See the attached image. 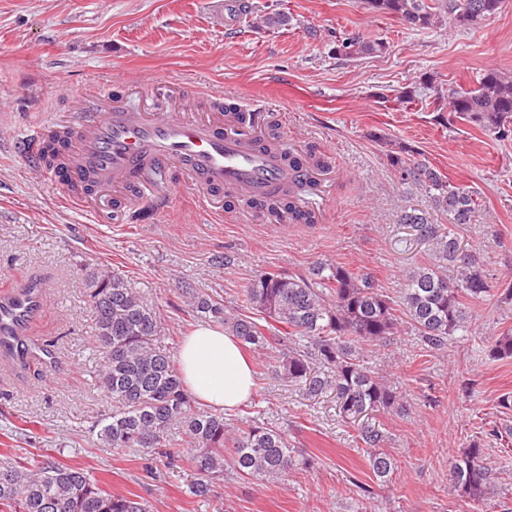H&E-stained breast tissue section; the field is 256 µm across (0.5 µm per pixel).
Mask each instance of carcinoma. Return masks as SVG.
Returning a JSON list of instances; mask_svg holds the SVG:
<instances>
[{
  "label": "carcinoma",
  "mask_w": 512,
  "mask_h": 512,
  "mask_svg": "<svg viewBox=\"0 0 512 512\" xmlns=\"http://www.w3.org/2000/svg\"><path fill=\"white\" fill-rule=\"evenodd\" d=\"M502 0H447L433 7L426 0H364L367 9L394 16L412 28L439 27L449 13L462 26L478 25L493 17ZM385 45L358 37L341 43L340 55L356 59L381 52ZM437 100L448 101V111L498 137L512 131V77L487 70L474 88L436 90ZM406 146L390 154L405 184L421 186L454 224H472L480 216L475 193L444 180L427 163L413 161ZM304 189L301 181L272 199L270 213L288 216L293 224H312L314 217L296 207ZM402 223L435 245L438 263L415 267L405 274L400 304L378 288L372 274L339 263H319L311 276L265 271L243 289L245 302L261 314L263 323L224 312L221 303L194 297L192 311L215 318L243 347L269 354L275 372L309 395L331 387L339 410L355 423L371 412L397 403L396 393L371 370L357 350L359 344L379 342L398 332L406 321L427 347L441 349L448 338L470 329L465 301H487L495 296L512 300V285L499 294L489 285L476 256L460 251L454 237L438 233L420 214L404 212ZM457 267V279L448 278V264ZM88 305L101 356L100 387L122 405L99 425L100 443L108 448H139L145 455L171 458L178 452L192 464L197 478L189 494L202 502L212 497L214 484L230 473L258 482L284 480L299 460L287 435L258 424L233 427L224 415L195 406L184 389L171 356L155 344L158 316L152 304L129 288L123 278L93 272L88 280ZM314 353H309V350ZM495 358L512 357V335L490 345ZM331 370L317 374L315 364ZM181 428L187 447L172 451L171 430ZM361 441L372 447L369 465L383 483L393 471L392 460L374 450L379 432L362 427ZM232 445L230 456L224 448ZM0 512H150L143 498L114 494L77 464L35 459L22 463L0 459ZM450 480L463 497L476 499L492 487L491 469L482 449H465L453 459Z\"/></svg>",
  "instance_id": "1"
}]
</instances>
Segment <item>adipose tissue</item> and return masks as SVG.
Segmentation results:
<instances>
[{
	"mask_svg": "<svg viewBox=\"0 0 512 512\" xmlns=\"http://www.w3.org/2000/svg\"><path fill=\"white\" fill-rule=\"evenodd\" d=\"M178 364L184 387L208 407L228 411L253 393V365L223 328L198 325L184 338Z\"/></svg>",
	"mask_w": 512,
	"mask_h": 512,
	"instance_id": "ef3b65f1",
	"label": "adipose tissue"
}]
</instances>
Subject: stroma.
<instances>
[{
	"mask_svg": "<svg viewBox=\"0 0 512 512\" xmlns=\"http://www.w3.org/2000/svg\"><path fill=\"white\" fill-rule=\"evenodd\" d=\"M250 3L228 29L223 0H0V295L41 284L47 310L30 320L26 339L49 351L21 367L0 359V457L82 465L154 512H512V436L490 434L496 424L512 427V408L500 405L512 395V358L488 355L498 336L512 333L510 300L469 304L468 335L441 350L405 328L361 347L399 401L368 419L395 464L387 483L376 480L335 392L307 396L272 374L258 351L254 393L231 419L286 431L307 461L288 479L262 484L228 474L203 503L186 492L196 477L190 465L151 464L138 449L100 444L112 402L99 387L89 272L121 276L151 301L156 344L173 354L200 322L191 295L235 314L244 285L265 271L306 275L317 262H337L371 272L386 295L399 297L405 271L435 261L431 243L401 223L406 211L454 235L490 285L512 281V139L451 118L427 89L473 88L490 68L512 74V0L480 25L450 18L429 29L371 13L360 0ZM277 12L290 16L288 26L260 25V16ZM350 35L386 48L344 60L336 43ZM145 78L168 86L143 91ZM103 83L114 99L143 106L178 94L206 112L207 93L219 86L231 92L229 106L266 102L283 137L329 163L317 223L279 224L261 211L248 223L247 206L235 200L209 214L177 170L169 208L150 224L65 205L61 186L19 144L48 116L94 111ZM75 89L82 101L71 98ZM402 144L452 185L476 191V223H451L425 190L401 183L388 155ZM473 445L493 474L491 493L477 501L459 497L449 480L451 460Z\"/></svg>",
	"mask_w": 512,
	"mask_h": 512,
	"instance_id": "1",
	"label": "stroma"
}]
</instances>
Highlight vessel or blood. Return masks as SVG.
Segmentation results:
<instances>
[{
	"label": "vessel or blood",
	"mask_w": 512,
	"mask_h": 512,
	"mask_svg": "<svg viewBox=\"0 0 512 512\" xmlns=\"http://www.w3.org/2000/svg\"><path fill=\"white\" fill-rule=\"evenodd\" d=\"M98 93V111L72 123L48 120L24 144L35 159L49 131L64 137L67 205L94 212L137 194L159 210L170 199L162 174L176 169L202 193L210 211L223 209L228 194L258 208L299 176L288 166L287 142L265 140L253 119L240 126L223 112L199 114L174 100L134 109L110 103L106 88ZM44 304L43 290L34 284L0 298V351L16 349L29 318Z\"/></svg>",
	"instance_id": "vessel-or-blood-1"
}]
</instances>
